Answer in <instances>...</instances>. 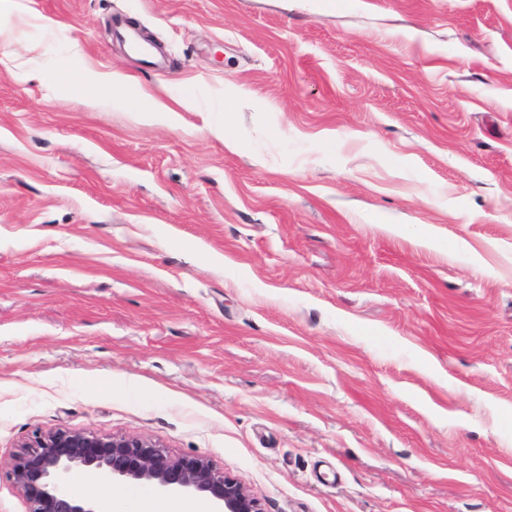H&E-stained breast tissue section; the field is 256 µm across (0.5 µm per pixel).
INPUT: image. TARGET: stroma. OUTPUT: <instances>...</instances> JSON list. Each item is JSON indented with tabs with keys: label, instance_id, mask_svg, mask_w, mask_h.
<instances>
[{
	"label": "stroma",
	"instance_id": "obj_1",
	"mask_svg": "<svg viewBox=\"0 0 512 512\" xmlns=\"http://www.w3.org/2000/svg\"><path fill=\"white\" fill-rule=\"evenodd\" d=\"M0 26V512L58 428L209 459L262 512H512V0Z\"/></svg>",
	"mask_w": 512,
	"mask_h": 512
}]
</instances>
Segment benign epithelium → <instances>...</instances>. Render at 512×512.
I'll return each mask as SVG.
<instances>
[{
  "label": "benign epithelium",
  "mask_w": 512,
  "mask_h": 512,
  "mask_svg": "<svg viewBox=\"0 0 512 512\" xmlns=\"http://www.w3.org/2000/svg\"><path fill=\"white\" fill-rule=\"evenodd\" d=\"M92 469L112 485L142 484L162 494L203 496L222 512H261L234 478L202 457L177 456L140 437L56 429L22 443L11 475L27 512H105L70 489L75 473Z\"/></svg>",
  "instance_id": "benign-epithelium-1"
}]
</instances>
